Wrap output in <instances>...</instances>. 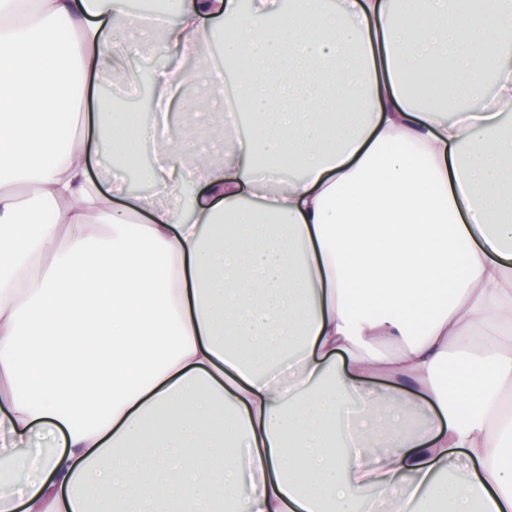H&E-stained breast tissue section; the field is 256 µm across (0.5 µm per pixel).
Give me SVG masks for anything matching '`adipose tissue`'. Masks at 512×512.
<instances>
[{
    "label": "adipose tissue",
    "mask_w": 512,
    "mask_h": 512,
    "mask_svg": "<svg viewBox=\"0 0 512 512\" xmlns=\"http://www.w3.org/2000/svg\"><path fill=\"white\" fill-rule=\"evenodd\" d=\"M396 2L173 0L167 48L220 40L251 129L202 164L196 128L102 102L114 167L155 158L130 205L84 138L46 160L127 0H35L0 37V512H512V345L439 373L512 326V0ZM192 79L156 75L162 122ZM376 377L393 407L352 417ZM90 171L91 176L98 182L101 189L105 193L109 194L111 190V183L105 176L112 177L113 171L110 166L108 154L100 145H98L92 153Z\"/></svg>",
    "instance_id": "1"
}]
</instances>
